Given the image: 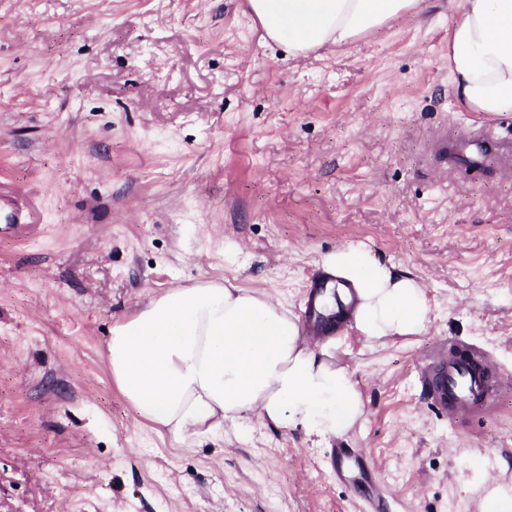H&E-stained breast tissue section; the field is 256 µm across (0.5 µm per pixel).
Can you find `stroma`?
<instances>
[{
  "label": "stroma",
  "mask_w": 512,
  "mask_h": 512,
  "mask_svg": "<svg viewBox=\"0 0 512 512\" xmlns=\"http://www.w3.org/2000/svg\"><path fill=\"white\" fill-rule=\"evenodd\" d=\"M433 2L293 56L246 0H0V512H481L512 489V115L458 106L462 0ZM358 246L431 314L338 333L364 402L349 430L253 418L183 445L137 417L106 359L116 320L224 279L301 318L324 259ZM454 340L511 380L475 423L418 385Z\"/></svg>",
  "instance_id": "35a3bbf8"
}]
</instances>
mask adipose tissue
I'll return each mask as SVG.
<instances>
[{
    "label": "adipose tissue",
    "instance_id": "ef3b65f1",
    "mask_svg": "<svg viewBox=\"0 0 512 512\" xmlns=\"http://www.w3.org/2000/svg\"><path fill=\"white\" fill-rule=\"evenodd\" d=\"M247 6L268 40L306 55L424 13L427 0H247ZM448 74L464 109L512 115V0H463L448 29ZM323 268L354 288L356 302L342 314L320 297L331 334L316 350L284 303L229 282L168 289L117 321L106 344L109 368L138 417L179 440L253 417L281 428L299 424L322 440L351 427L364 405L352 375L331 360L334 329L350 322L369 340L417 334L431 306L417 281L363 249L336 250Z\"/></svg>",
    "mask_w": 512,
    "mask_h": 512
}]
</instances>
